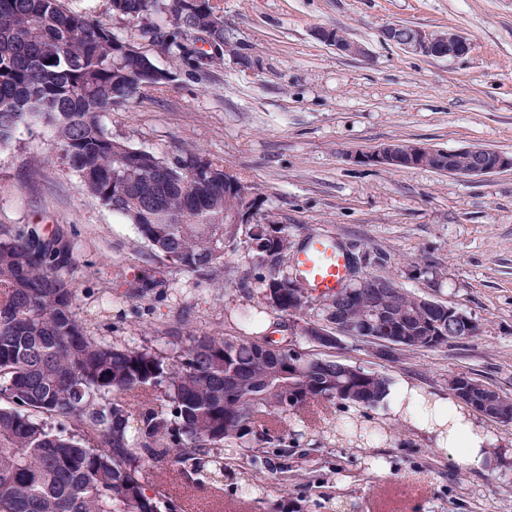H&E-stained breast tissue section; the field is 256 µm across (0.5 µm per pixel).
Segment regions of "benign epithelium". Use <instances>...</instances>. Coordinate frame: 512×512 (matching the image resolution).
<instances>
[{
  "label": "benign epithelium",
  "instance_id": "benign-epithelium-1",
  "mask_svg": "<svg viewBox=\"0 0 512 512\" xmlns=\"http://www.w3.org/2000/svg\"><path fill=\"white\" fill-rule=\"evenodd\" d=\"M399 25L392 24L382 31L383 37L405 51L426 58L459 57L467 54L470 43L454 32H438L414 27L404 39L397 36ZM315 37L336 50L357 56H366V49L360 44H350L335 36L333 31L320 27L314 32ZM349 159L356 163L374 166L405 168L423 167L431 164L447 167V172L465 177L484 176L501 170H512V154L485 147H463L447 152L442 149L419 143H409L401 151L391 143H383L369 152H354ZM448 325L459 333H469L477 323L471 317L453 307H448ZM314 342L318 347L331 344L334 338L346 335L341 325L325 320L313 327Z\"/></svg>",
  "mask_w": 512,
  "mask_h": 512
}]
</instances>
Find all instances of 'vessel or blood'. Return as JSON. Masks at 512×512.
<instances>
[{
    "label": "vessel or blood",
    "mask_w": 512,
    "mask_h": 512,
    "mask_svg": "<svg viewBox=\"0 0 512 512\" xmlns=\"http://www.w3.org/2000/svg\"><path fill=\"white\" fill-rule=\"evenodd\" d=\"M292 264L305 287L317 295L335 292L348 273L345 252L334 241L324 238L309 239L294 255Z\"/></svg>",
    "instance_id": "obj_1"
}]
</instances>
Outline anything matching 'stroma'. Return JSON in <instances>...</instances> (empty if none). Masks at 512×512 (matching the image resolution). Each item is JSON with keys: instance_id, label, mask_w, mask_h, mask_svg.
<instances>
[{"instance_id": "35a3bbf8", "label": "stroma", "mask_w": 512, "mask_h": 512, "mask_svg": "<svg viewBox=\"0 0 512 512\" xmlns=\"http://www.w3.org/2000/svg\"><path fill=\"white\" fill-rule=\"evenodd\" d=\"M235 55L194 71L174 66L115 18L108 0H61L145 51L173 82L142 90L129 108L105 117L113 135L167 155L199 152L252 184L262 212L286 225L293 248L313 237L355 246L366 275L472 317L478 332L437 350L379 359L378 344L342 338L331 359L405 379L444 395L448 380L472 377L512 396V170L483 178L431 168H387L349 161L353 152L401 141L444 149L479 146L512 153V0H215ZM411 24L464 36L460 58L429 59L385 41L383 29ZM338 29L366 56L346 55L314 36ZM75 229L72 275L83 298L109 305L88 324L107 345L162 350L187 319L202 331L250 336L273 331L270 309L249 321L255 290L241 279L254 258L237 248L227 266L201 275L152 249L136 227L78 189V179L44 128L20 130L0 149V226L39 218ZM156 268L165 287L139 299L126 284ZM370 426L397 425L392 436L356 446L320 441L314 423L295 419L313 446L266 464L251 456L224 461V491L164 476L185 512H263L262 498L307 500L304 512H512V424L481 418L493 440L494 467H463L432 437L395 424L386 409ZM256 472L262 492L242 488Z\"/></svg>"}]
</instances>
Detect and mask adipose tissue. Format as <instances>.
Wrapping results in <instances>:
<instances>
[{"label":"adipose tissue","mask_w":512,"mask_h":512,"mask_svg":"<svg viewBox=\"0 0 512 512\" xmlns=\"http://www.w3.org/2000/svg\"><path fill=\"white\" fill-rule=\"evenodd\" d=\"M383 401L393 415L433 435L437 448L454 454L465 467L483 471L492 465L490 435L453 399L429 396L400 380L387 387Z\"/></svg>","instance_id":"ef3b65f1"}]
</instances>
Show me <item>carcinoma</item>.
Segmentation results:
<instances>
[{"label": "carcinoma", "mask_w": 512, "mask_h": 512, "mask_svg": "<svg viewBox=\"0 0 512 512\" xmlns=\"http://www.w3.org/2000/svg\"><path fill=\"white\" fill-rule=\"evenodd\" d=\"M112 15L137 22L140 37L161 42L174 62L202 60L188 34L207 37L221 59L224 17L211 0H109ZM174 80L107 24L59 0H0V147L21 128L52 131L80 188L134 224L164 256L201 275L228 262L226 242L244 234L255 258L257 307L288 317L294 343L311 341L318 321L357 329L372 306L384 335L401 348L435 350L448 332V305L367 278L314 298L289 273L288 228L265 216L229 224L253 202L224 186V168L199 153L159 156L112 135L103 118L148 87ZM74 244L58 224L0 230V512H180L159 489L172 471L206 481L221 450L286 448L288 420H307L338 402L375 409L389 383L381 373L293 348L267 333L228 336L181 322L165 352L118 348L89 336L71 273ZM164 286L144 268L128 294ZM448 391L467 409L490 397L487 414L512 423V397L466 375ZM57 421V427L48 420Z\"/></svg>", "instance_id": "1"}]
</instances>
